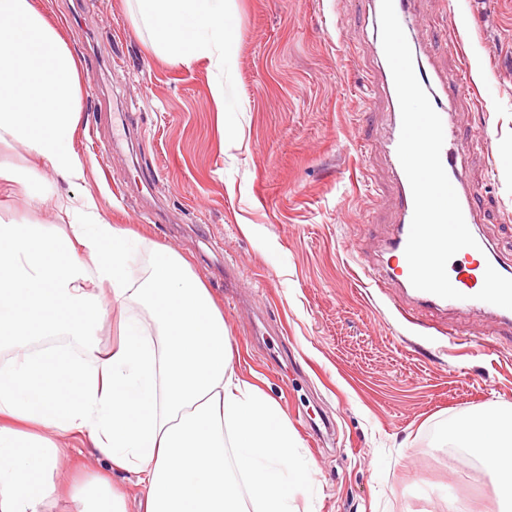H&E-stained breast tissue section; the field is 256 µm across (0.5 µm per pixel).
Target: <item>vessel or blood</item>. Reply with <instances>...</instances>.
Returning a JSON list of instances; mask_svg holds the SVG:
<instances>
[{"mask_svg": "<svg viewBox=\"0 0 512 512\" xmlns=\"http://www.w3.org/2000/svg\"><path fill=\"white\" fill-rule=\"evenodd\" d=\"M415 71L417 77L427 91L431 103L440 117H447L448 111L444 107L441 95L446 92L449 82H462L463 74L448 76L447 73L428 67L422 57L414 59ZM459 148L452 140H445L441 160L447 172V175L458 196L463 215L467 224H474V212L468 199V193L464 188L462 174L458 167ZM395 195L400 211L399 225L393 236L385 245V251L397 260L396 265H385L383 268L384 276L387 279L397 282L402 287H410V270L408 263H405V247L408 241L411 221L414 211V203L411 187L403 168L395 170ZM477 243L480 252L487 259L486 266H493L501 275L512 278V259L500 257L497 244L486 237L478 238ZM470 268L466 266L452 267L448 276L451 284L459 292L465 294L466 299L462 306L474 312H486L496 316L502 321L512 324V310L504 309L486 302L476 300L478 293V283L485 276V268Z\"/></svg>", "mask_w": 512, "mask_h": 512, "instance_id": "1", "label": "vessel or blood"}]
</instances>
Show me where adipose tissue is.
<instances>
[{
    "instance_id": "adipose-tissue-1",
    "label": "adipose tissue",
    "mask_w": 512,
    "mask_h": 512,
    "mask_svg": "<svg viewBox=\"0 0 512 512\" xmlns=\"http://www.w3.org/2000/svg\"><path fill=\"white\" fill-rule=\"evenodd\" d=\"M137 32L191 65L229 42L224 0H135ZM80 68L34 0H0V143L24 144L78 186ZM64 230L0 220V512H125L113 475H134L142 512H294L309 479L288 420L235 369L224 315L180 255L143 283L130 258L156 245L77 195ZM120 308V338L98 322ZM80 435L104 470L56 479V436ZM442 443L480 461L512 512V408L449 421ZM38 488L29 491L30 476Z\"/></svg>"
}]
</instances>
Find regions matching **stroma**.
<instances>
[{
    "instance_id": "stroma-1",
    "label": "stroma",
    "mask_w": 512,
    "mask_h": 512,
    "mask_svg": "<svg viewBox=\"0 0 512 512\" xmlns=\"http://www.w3.org/2000/svg\"><path fill=\"white\" fill-rule=\"evenodd\" d=\"M409 2L424 57L470 63V82L448 86L449 136L477 233L511 257L512 0ZM35 3L80 64L85 189L105 221L184 257L210 289L238 375L277 403L310 470L298 512H498L483 465L436 436L512 406V327L368 284L397 211L360 0H230L220 71L158 56L127 0ZM37 174L54 195L32 208L0 194V219L63 227L71 189ZM60 444V481L102 467L89 441Z\"/></svg>"
}]
</instances>
